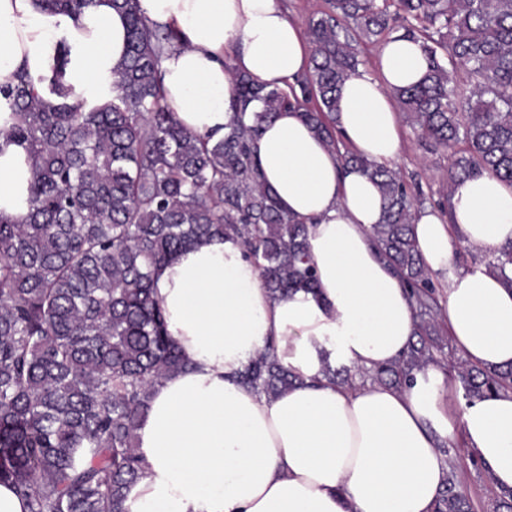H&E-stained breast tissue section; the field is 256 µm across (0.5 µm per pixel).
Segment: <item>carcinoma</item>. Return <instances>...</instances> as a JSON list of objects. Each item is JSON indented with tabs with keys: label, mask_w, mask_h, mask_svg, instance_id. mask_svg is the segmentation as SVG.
<instances>
[{
	"label": "carcinoma",
	"mask_w": 512,
	"mask_h": 512,
	"mask_svg": "<svg viewBox=\"0 0 512 512\" xmlns=\"http://www.w3.org/2000/svg\"><path fill=\"white\" fill-rule=\"evenodd\" d=\"M48 13L77 15L93 0H38ZM128 41L112 98L68 101L65 57L49 93L25 70L0 84L6 140L34 160L23 224L0 217V483L29 512H127L144 476L137 452L151 390L186 366L152 296L154 271L191 244L239 241L275 297L311 291L307 224L283 210L260 180L264 126L292 110L345 166L363 169L383 199L372 235L401 276L417 340L398 362L369 370L380 385L405 388L436 361L435 286L413 231L419 202L400 172L341 152L335 112L344 82L362 60L359 41L396 33L420 43L426 71L393 95L425 141L453 150L448 211L457 182L491 175L512 186V0H326L306 23L309 67L285 88L233 73L224 137L183 127L160 86L164 51L178 32L149 21L139 0H112ZM469 77L467 87L458 71ZM487 269L512 287V243ZM330 382L355 387L347 368L324 360ZM468 400L512 391V366L459 372ZM299 380L269 345L237 376L269 398ZM434 512H473L449 469Z\"/></svg>",
	"instance_id": "1"
}]
</instances>
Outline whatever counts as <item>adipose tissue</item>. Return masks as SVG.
<instances>
[{
    "label": "adipose tissue",
    "mask_w": 512,
    "mask_h": 512,
    "mask_svg": "<svg viewBox=\"0 0 512 512\" xmlns=\"http://www.w3.org/2000/svg\"><path fill=\"white\" fill-rule=\"evenodd\" d=\"M139 4L180 34L162 58L160 82L197 135L223 137L233 73L283 88L308 68V43L282 0ZM126 47V20L112 0H94L77 17L46 13L37 0H0L2 84L22 66L47 93L63 51L74 98H109ZM379 61V76L346 80L336 125L361 155L389 164L401 149L392 92L418 82L425 61L418 44L397 36L382 43ZM260 165L281 207L308 224L317 290L272 297L242 246L221 237L156 271L153 296L187 367L153 390L137 439L146 474L129 492L128 512H433L447 471L439 446L454 439L447 372L428 367L403 390H348L321 374L327 357L352 368L395 362L413 340L403 282L371 236L383 215L380 192L293 112L265 126ZM33 176L25 147L0 138V217L26 221ZM414 234L427 268L443 279L454 345L473 365H512V288L486 267L455 266L459 246L492 253L512 241V188L489 175L464 180L450 219L421 211ZM271 341L302 381L267 398L237 375ZM457 418L495 488L511 490L512 392L474 399Z\"/></svg>",
    "instance_id": "obj_1"
}]
</instances>
